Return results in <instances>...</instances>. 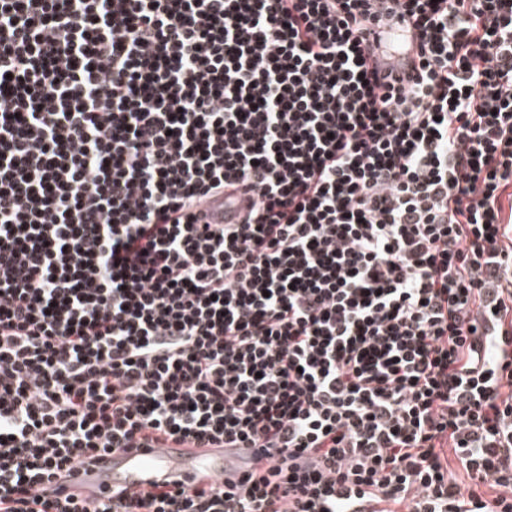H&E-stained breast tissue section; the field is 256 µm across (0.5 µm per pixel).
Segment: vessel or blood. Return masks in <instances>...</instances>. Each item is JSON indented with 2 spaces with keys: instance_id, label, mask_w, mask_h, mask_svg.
I'll use <instances>...</instances> for the list:
<instances>
[{
  "instance_id": "obj_1",
  "label": "vessel or blood",
  "mask_w": 512,
  "mask_h": 512,
  "mask_svg": "<svg viewBox=\"0 0 512 512\" xmlns=\"http://www.w3.org/2000/svg\"><path fill=\"white\" fill-rule=\"evenodd\" d=\"M211 480L227 479L229 468L223 451L201 455L195 448H152L146 451L117 450L82 477L85 494L102 497L111 488H144L165 481H193L200 474Z\"/></svg>"
}]
</instances>
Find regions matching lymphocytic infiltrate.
Segmentation results:
<instances>
[{
    "mask_svg": "<svg viewBox=\"0 0 512 512\" xmlns=\"http://www.w3.org/2000/svg\"><path fill=\"white\" fill-rule=\"evenodd\" d=\"M0 512H512V0H0ZM201 473L221 483L228 478L224 449L205 456L197 448L116 450L81 479L85 494L103 497L112 487L144 488L165 481L191 482Z\"/></svg>",
    "mask_w": 512,
    "mask_h": 512,
    "instance_id": "obj_1",
    "label": "lymphocytic infiltrate"
}]
</instances>
